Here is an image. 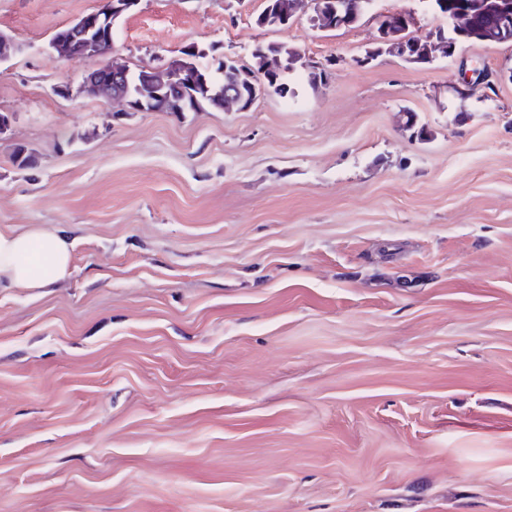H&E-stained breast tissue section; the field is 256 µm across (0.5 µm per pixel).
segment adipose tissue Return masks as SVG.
I'll list each match as a JSON object with an SVG mask.
<instances>
[{
    "label": "adipose tissue",
    "instance_id": "adipose-tissue-1",
    "mask_svg": "<svg viewBox=\"0 0 512 512\" xmlns=\"http://www.w3.org/2000/svg\"><path fill=\"white\" fill-rule=\"evenodd\" d=\"M72 244L45 224L0 229V290L37 291L66 278Z\"/></svg>",
    "mask_w": 512,
    "mask_h": 512
}]
</instances>
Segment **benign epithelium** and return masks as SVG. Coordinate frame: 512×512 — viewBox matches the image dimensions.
I'll use <instances>...</instances> for the list:
<instances>
[{"mask_svg":"<svg viewBox=\"0 0 512 512\" xmlns=\"http://www.w3.org/2000/svg\"><path fill=\"white\" fill-rule=\"evenodd\" d=\"M140 0H108V8L105 14L91 17V21L107 27L106 39L112 41V26L123 14L138 5ZM373 6V0H289L281 6L283 16L288 19L301 12H309L310 22L318 28H333L349 26L356 23ZM433 8L448 20V35L432 36L423 40L422 52L433 59L440 52L444 55L455 51L459 38L463 37L471 29L474 16L488 14L498 20L499 28L506 27L512 21V3L506 5L502 2L495 3V8H490V0H472L470 8L457 11H449L445 7L444 0H433ZM86 19L80 17L72 25L68 36L54 37L51 45L58 50L62 57L70 61H79L91 56H104L111 48H102V43L97 39L88 37ZM414 25V17L407 11H396L389 15L378 17V37L376 42L383 43L386 48L378 51L386 52L401 60L409 61L407 55V39L399 36L392 30L394 26L407 29ZM374 49L370 55L378 52ZM261 69L250 68L243 71L246 83L250 89V95H243L237 78L226 77L224 86V100L221 111L231 112L247 109L256 98L265 91V85L260 75L264 73H279L288 68L279 56L268 54L258 61ZM188 68L190 65L173 59L161 67L146 65L141 68V83L132 85L129 80V70L125 65L116 61L109 63L94 73L84 77V91L107 103H117L127 109L153 112V103L164 99L169 89L176 88L181 79L191 83ZM489 75L474 72V77L464 76L459 85L453 87V91L460 97L466 98L476 93L482 87H490Z\"/></svg>","mask_w":512,"mask_h":512,"instance_id":"benign-epithelium-1","label":"benign epithelium"}]
</instances>
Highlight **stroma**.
<instances>
[{
    "label": "stroma",
    "mask_w": 512,
    "mask_h": 512,
    "mask_svg": "<svg viewBox=\"0 0 512 512\" xmlns=\"http://www.w3.org/2000/svg\"><path fill=\"white\" fill-rule=\"evenodd\" d=\"M103 3L0 0V228L73 241L64 281L0 291V512H512V43L367 63L378 15L446 19L140 0L130 71L301 59L244 111L116 112L81 89L105 58L51 46ZM473 75H476L474 79ZM488 78L489 75L485 74L484 71L482 73L479 71H472L470 78L467 75V71H465L464 77L462 78L460 84L453 87L452 89L461 98H466L475 94L476 91L482 87L491 89V81Z\"/></svg>",
    "instance_id": "35a3bbf8"
}]
</instances>
